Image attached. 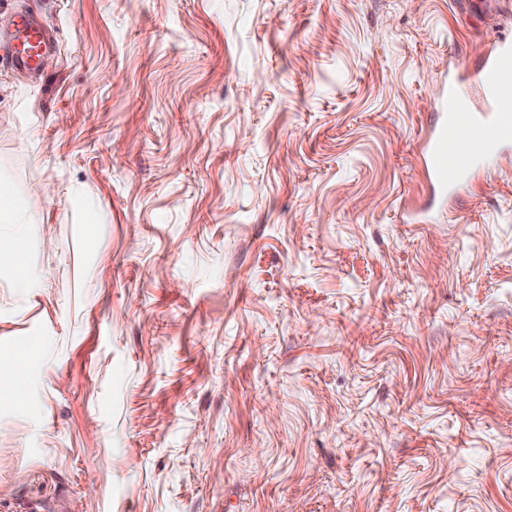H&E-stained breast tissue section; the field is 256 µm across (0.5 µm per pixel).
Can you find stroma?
Wrapping results in <instances>:
<instances>
[{
  "instance_id": "1",
  "label": "stroma",
  "mask_w": 512,
  "mask_h": 512,
  "mask_svg": "<svg viewBox=\"0 0 512 512\" xmlns=\"http://www.w3.org/2000/svg\"><path fill=\"white\" fill-rule=\"evenodd\" d=\"M24 9L0 512H512V143L445 198L420 154L512 0ZM54 43L53 32L27 15H20L14 23L13 47L9 65L32 72L38 67L42 55Z\"/></svg>"
}]
</instances>
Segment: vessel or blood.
Masks as SVG:
<instances>
[{
    "label": "vessel or blood",
    "mask_w": 512,
    "mask_h": 512,
    "mask_svg": "<svg viewBox=\"0 0 512 512\" xmlns=\"http://www.w3.org/2000/svg\"><path fill=\"white\" fill-rule=\"evenodd\" d=\"M53 42L49 28L29 16H18L10 67L35 71ZM476 75L488 111L468 110L452 89H443L439 102L443 118L420 146L427 175L443 194L467 185L475 170L497 159L502 145L512 141V44L495 46Z\"/></svg>",
    "instance_id": "vessel-or-blood-1"
}]
</instances>
